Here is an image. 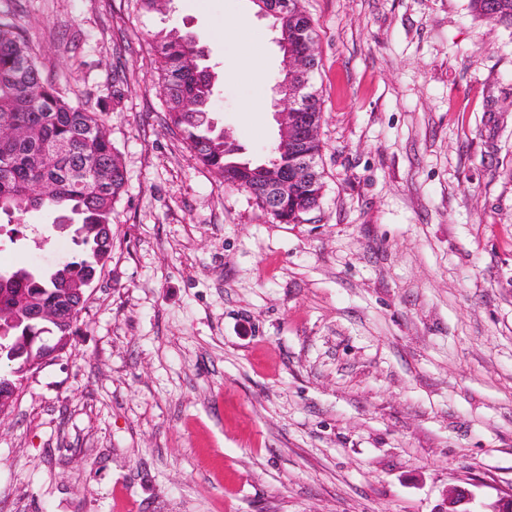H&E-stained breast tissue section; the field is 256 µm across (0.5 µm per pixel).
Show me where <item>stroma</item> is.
<instances>
[{
	"instance_id": "stroma-1",
	"label": "stroma",
	"mask_w": 512,
	"mask_h": 512,
	"mask_svg": "<svg viewBox=\"0 0 512 512\" xmlns=\"http://www.w3.org/2000/svg\"><path fill=\"white\" fill-rule=\"evenodd\" d=\"M325 190L298 224L167 128L152 33L202 38L210 116L278 138L282 54L253 0H0L46 73L106 116L127 192L73 350L0 420V512H438L512 490V28L468 0H303ZM263 50L244 71L240 26ZM52 267L72 231L39 213Z\"/></svg>"
}]
</instances>
